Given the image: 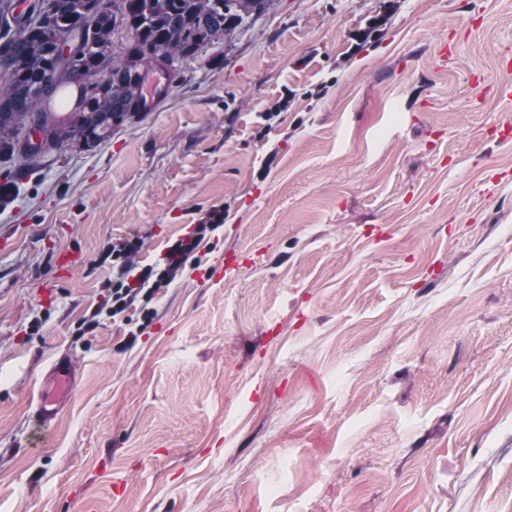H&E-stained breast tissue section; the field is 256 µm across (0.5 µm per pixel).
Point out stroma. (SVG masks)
I'll list each match as a JSON object with an SVG mask.
<instances>
[{"label": "stroma", "mask_w": 512, "mask_h": 512, "mask_svg": "<svg viewBox=\"0 0 512 512\" xmlns=\"http://www.w3.org/2000/svg\"><path fill=\"white\" fill-rule=\"evenodd\" d=\"M506 56L512 0H270L155 111L20 176L0 512H512ZM215 207L149 324L106 315L113 246L158 263Z\"/></svg>", "instance_id": "35a3bbf8"}]
</instances>
